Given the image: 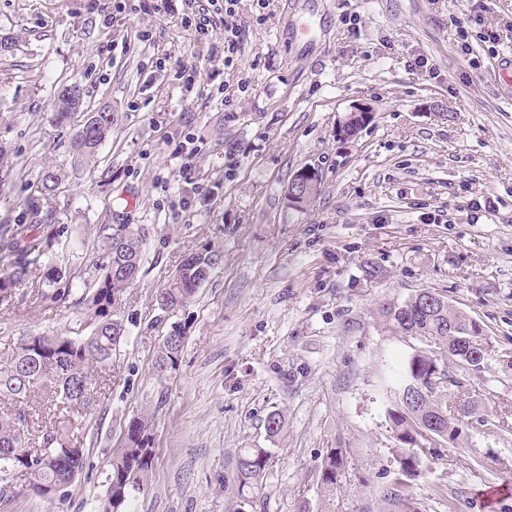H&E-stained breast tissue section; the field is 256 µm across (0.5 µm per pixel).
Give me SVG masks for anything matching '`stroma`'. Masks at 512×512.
Instances as JSON below:
<instances>
[{"label":"stroma","instance_id":"stroma-1","mask_svg":"<svg viewBox=\"0 0 512 512\" xmlns=\"http://www.w3.org/2000/svg\"><path fill=\"white\" fill-rule=\"evenodd\" d=\"M94 2L0 0V37L13 44L0 53V167L11 172L0 219L24 210L43 167L63 175L44 203L61 275L41 292L18 285L0 307V364L23 336L91 332L82 295L113 229L138 233L145 260L118 307L129 336L93 410L75 419L82 471L46 496L10 477L0 512H104L112 455L143 415L154 465L118 512H380L398 469L388 368L420 342L385 329L378 307L422 288L483 325L491 357L458 377L494 422L459 444L434 442L412 492L421 512H512V375L499 365L512 358V82L494 77L512 65V0L487 12L478 0H268L260 13L241 0L234 69L218 49L223 32L196 40L181 0L160 14L130 0L109 25ZM490 27L492 49L481 40ZM107 44L115 50L100 58ZM190 65L201 88L219 73L231 106L188 93ZM73 83L84 111L113 119L77 171L73 129L52 106ZM355 105L376 118L339 141L336 124ZM308 165L321 192L290 208L288 181ZM205 246L220 263L191 302L160 310L155 290ZM174 327L181 360L160 378L154 360ZM274 411L286 422L275 438L264 427ZM242 448L273 454L248 505L233 483ZM329 448L344 454L331 492L318 472Z\"/></svg>","mask_w":512,"mask_h":512}]
</instances>
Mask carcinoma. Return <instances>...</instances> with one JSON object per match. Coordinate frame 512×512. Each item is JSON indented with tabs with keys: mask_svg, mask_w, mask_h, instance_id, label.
<instances>
[{
	"mask_svg": "<svg viewBox=\"0 0 512 512\" xmlns=\"http://www.w3.org/2000/svg\"><path fill=\"white\" fill-rule=\"evenodd\" d=\"M83 92L77 98L61 90L55 101L54 120L73 127L71 153L74 165L93 159L112 132V112H83ZM62 182L53 168L41 171L35 190L25 211L14 220L0 221V240L10 243L8 252L0 257V305L15 298L16 285L25 282L33 271L43 270L42 283L56 278V268L49 262L40 264L44 250L35 244H48L52 234H40L48 228L53 214L43 210L42 201L53 196ZM221 259L220 253L209 247L189 254L172 280L157 289L154 301L164 312L175 310L190 301ZM143 261V241L126 226L107 236L103 274L83 301L91 311L93 329L86 336L30 335L22 338L11 360L0 367V397L19 403L13 411L0 415V476L9 472L31 470L35 483L32 491L67 485L83 467V455L72 456L71 426L58 422L54 430L36 437L28 429L23 416L24 400L44 383L54 385V406L71 413L74 406L89 412L95 406V372L112 365V356L127 337L117 307L127 288L138 278ZM433 299V305L421 306L417 298ZM383 325L392 333L413 336L426 346L392 366L395 401L385 413L396 433L398 474L382 495V512H419L411 494L412 481L418 477L427 459L426 450L414 445L419 429L435 423L439 430L433 436L457 444L465 436V423L448 411V398L429 390L428 378L436 365L447 358L456 366L479 370L462 350L460 337L472 333L487 341L483 328L466 313L453 308L440 294L426 288L400 302L380 306ZM185 343L163 341L155 363L165 362L167 369H176ZM148 418L130 421L123 448L112 457L108 476V493L120 487L130 489L139 484L152 470L153 451L147 450ZM272 459L269 448H241L236 455L233 482L242 498L253 494L262 485ZM343 466V452L329 448L319 465L321 484L331 491L336 488Z\"/></svg>",
	"mask_w": 512,
	"mask_h": 512,
	"instance_id": "1",
	"label": "carcinoma"
}]
</instances>
